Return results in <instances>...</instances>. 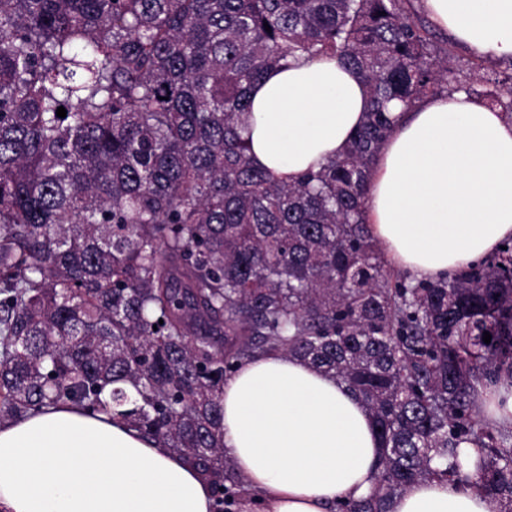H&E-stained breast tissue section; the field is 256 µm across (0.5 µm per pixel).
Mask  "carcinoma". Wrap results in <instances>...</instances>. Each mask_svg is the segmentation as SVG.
<instances>
[{"label": "carcinoma", "mask_w": 512, "mask_h": 512, "mask_svg": "<svg viewBox=\"0 0 512 512\" xmlns=\"http://www.w3.org/2000/svg\"><path fill=\"white\" fill-rule=\"evenodd\" d=\"M449 43L404 0H0V423L65 402L116 416L235 512L224 379L280 351L381 428L376 489L337 512H386L471 466L512 512V426L479 405L512 375V245L437 281L394 276L365 218L395 106L463 90L512 115V75L448 86ZM321 55L360 75L370 110L342 155L277 181L239 134L249 92Z\"/></svg>", "instance_id": "obj_1"}]
</instances>
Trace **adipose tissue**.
<instances>
[{
	"label": "adipose tissue",
	"instance_id": "1",
	"mask_svg": "<svg viewBox=\"0 0 512 512\" xmlns=\"http://www.w3.org/2000/svg\"><path fill=\"white\" fill-rule=\"evenodd\" d=\"M474 55L512 60V0H423ZM369 107L359 75L322 56L251 90V160L294 183L345 150ZM393 123L372 169L366 221L395 268L436 280L512 239V121L466 93ZM224 455L249 490L242 512H334L376 486L382 448L366 405L334 375L266 352L224 381ZM182 456L105 413L58 404L0 424V512H213ZM474 485L419 480L389 512H496Z\"/></svg>",
	"mask_w": 512,
	"mask_h": 512
}]
</instances>
